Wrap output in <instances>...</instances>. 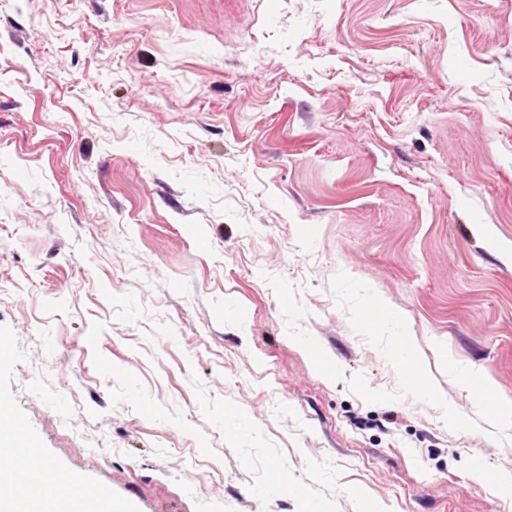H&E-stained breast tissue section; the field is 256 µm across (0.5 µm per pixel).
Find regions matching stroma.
I'll return each mask as SVG.
<instances>
[{
  "label": "stroma",
  "instance_id": "35a3bbf8",
  "mask_svg": "<svg viewBox=\"0 0 512 512\" xmlns=\"http://www.w3.org/2000/svg\"><path fill=\"white\" fill-rule=\"evenodd\" d=\"M510 241L512 0H0V401L122 512H512Z\"/></svg>",
  "mask_w": 512,
  "mask_h": 512
}]
</instances>
